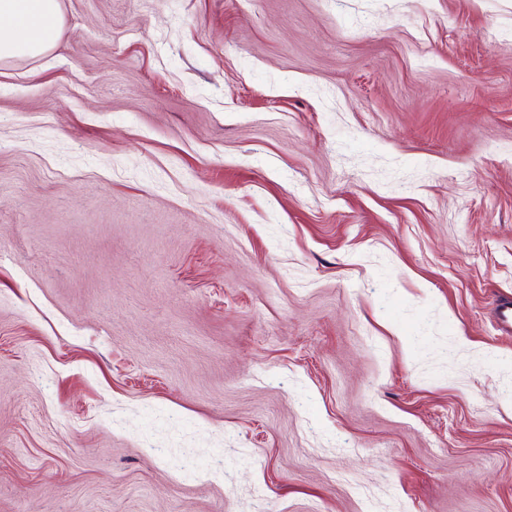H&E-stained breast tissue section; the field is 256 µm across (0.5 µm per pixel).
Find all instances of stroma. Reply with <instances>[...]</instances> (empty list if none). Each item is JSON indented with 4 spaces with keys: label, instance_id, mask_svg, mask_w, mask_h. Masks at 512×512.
<instances>
[{
    "label": "stroma",
    "instance_id": "1",
    "mask_svg": "<svg viewBox=\"0 0 512 512\" xmlns=\"http://www.w3.org/2000/svg\"><path fill=\"white\" fill-rule=\"evenodd\" d=\"M0 64V512H512V0H60Z\"/></svg>",
    "mask_w": 512,
    "mask_h": 512
}]
</instances>
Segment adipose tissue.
Returning a JSON list of instances; mask_svg holds the SVG:
<instances>
[{"label": "adipose tissue", "instance_id": "adipose-tissue-1", "mask_svg": "<svg viewBox=\"0 0 512 512\" xmlns=\"http://www.w3.org/2000/svg\"><path fill=\"white\" fill-rule=\"evenodd\" d=\"M61 27L60 0H0V62L47 54Z\"/></svg>", "mask_w": 512, "mask_h": 512}]
</instances>
